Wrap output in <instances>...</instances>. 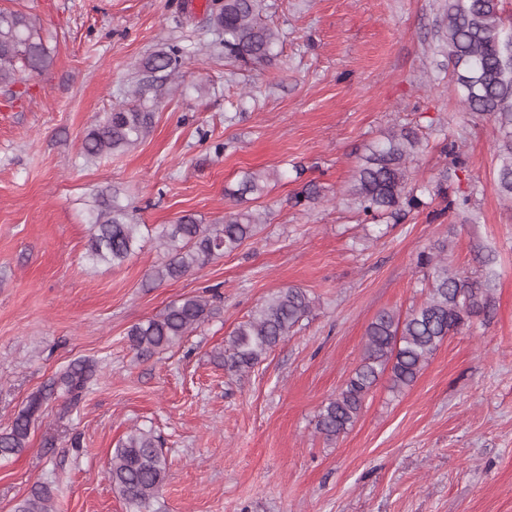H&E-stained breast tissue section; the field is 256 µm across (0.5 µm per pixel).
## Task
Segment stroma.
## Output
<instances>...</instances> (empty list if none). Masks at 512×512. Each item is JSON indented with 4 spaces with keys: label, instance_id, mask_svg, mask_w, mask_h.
Returning <instances> with one entry per match:
<instances>
[{
    "label": "stroma",
    "instance_id": "obj_1",
    "mask_svg": "<svg viewBox=\"0 0 512 512\" xmlns=\"http://www.w3.org/2000/svg\"><path fill=\"white\" fill-rule=\"evenodd\" d=\"M445 0H266L282 39L273 64L246 70L212 48L192 0H0L29 15L51 62L0 85V431L79 360L95 376L77 408L64 395L36 414L25 448L0 457V512L40 485L52 512H133L110 462L131 430L152 431L166 459L145 512H512V203L495 190L494 119L453 91L436 21ZM184 48L179 90L157 89L142 61ZM141 88L155 125L137 147L90 159L88 130ZM418 128L410 165L421 204L374 225L345 192L369 146ZM457 141L446 210L437 185ZM264 191L227 192L246 172ZM321 199L294 204L308 181ZM142 226L122 265L87 261L103 201ZM266 213L238 249L183 277L152 281L158 233L186 214ZM492 281L490 311L448 336L416 382L380 377L350 430L326 441L317 416L360 361L381 310L424 300L421 252ZM295 286L311 315L248 374L225 372L231 332L268 296ZM213 313L151 357L127 333L186 297Z\"/></svg>",
    "mask_w": 512,
    "mask_h": 512
}]
</instances>
